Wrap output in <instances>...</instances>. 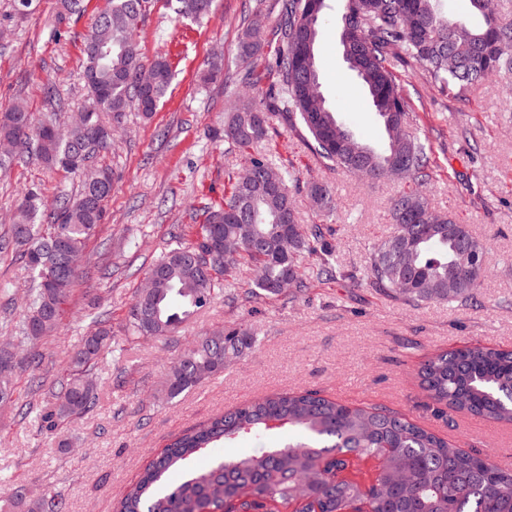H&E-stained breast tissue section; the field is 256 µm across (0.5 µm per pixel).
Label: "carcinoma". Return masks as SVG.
Wrapping results in <instances>:
<instances>
[{
	"mask_svg": "<svg viewBox=\"0 0 512 512\" xmlns=\"http://www.w3.org/2000/svg\"><path fill=\"white\" fill-rule=\"evenodd\" d=\"M216 0H176L174 12L200 21L210 16ZM339 43H349L347 65L366 92L386 133L382 148L363 143L327 102L312 104L309 88L320 84L317 68L319 29L327 0H275L277 23L267 29L265 0H256L244 16L237 54L244 65L239 79L224 83V93L243 100L228 113L224 139L247 156L250 176L226 173L224 203L206 211L198 242L178 245L154 261L150 272L161 274L154 288L138 293L127 323L138 336L164 337L199 310L228 292L239 261L255 265L258 274L242 300L253 302L283 293L290 282L301 295L311 282L345 276L335 262L326 224H302L294 205L298 188L294 171L276 169L257 146L269 139L273 119L305 132L304 141L321 164L353 173L359 165L370 179L407 184L391 201L393 232L374 247L363 270L370 287L408 302H465L478 288L463 267L459 252L473 240L467 225L429 207L424 188L434 161L428 140L408 130L410 102L393 73L400 59L422 69L430 82L466 98L469 89L490 73L512 75V19L491 12L487 0H470L480 23L450 17L437 9L439 0H342ZM148 0H107L90 36L109 45L106 57L83 48V80L88 90L81 110L61 125L33 122L24 105L0 112V141L21 145L18 155H0V175L7 174L25 153L51 168L80 179L78 193L44 200L27 190L8 229L4 245L19 248L32 287L22 318L12 328L13 340L26 345L50 337L62 305L70 295L78 269L71 260L83 256L112 196L114 173L95 167L96 180L84 171L99 152L98 130L123 128L134 109L145 119L156 112L174 77L167 54L142 56L137 40ZM275 170L280 188L270 187ZM309 193L319 210L334 207L327 183H314ZM234 240L233 258L211 261L202 278L198 257L207 243ZM108 314L96 318L70 358V377L60 388L41 396L43 355L22 356L0 371V403L12 398L15 370L29 373V403L39 419L55 429L97 406L98 384L90 377L110 348ZM246 328H233L222 340L202 336L169 368L164 385L172 399L252 348ZM418 378L438 405L485 420L512 424V349L465 346L425 360ZM284 431L301 439L261 448L253 455L215 459L202 467L193 461L207 448L240 439L263 440ZM366 459H380L375 478L365 484L352 471ZM184 471L178 483L167 473ZM292 502L298 512H512V471L486 453L467 452L401 414L348 405L314 391L279 393L214 415L201 427L171 440L113 504V512H269L271 502ZM65 512L62 495L49 492L31 499L19 485L0 500V512Z\"/></svg>",
	"mask_w": 512,
	"mask_h": 512,
	"instance_id": "cac0c4a2",
	"label": "carcinoma"
}]
</instances>
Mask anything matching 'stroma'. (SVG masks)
<instances>
[{
	"instance_id": "obj_1",
	"label": "stroma",
	"mask_w": 512,
	"mask_h": 512,
	"mask_svg": "<svg viewBox=\"0 0 512 512\" xmlns=\"http://www.w3.org/2000/svg\"><path fill=\"white\" fill-rule=\"evenodd\" d=\"M252 0H217L204 22L175 18L172 0H152L141 29L144 57L168 53L174 78L150 120L129 112L124 129L96 165L113 168L117 181L104 220L89 242L57 331L34 343L45 357V382L67 375V362L95 317L110 315L112 337L122 347L95 373L102 386L96 408L72 419L63 432L20 418L30 400L29 377L14 378L9 404L0 405V497L25 486L29 496L60 491L68 512H112L170 440L206 423L216 412L285 392L317 391L341 402L383 407L414 419L466 451L512 455V425L452 413L435 415L417 375L434 353L465 344L512 347V78L493 75L475 85L467 101L431 84L422 70L395 63L411 109V127L424 130L438 168L427 186L430 207L468 226L483 246L485 276L476 302L411 303L370 288L360 273L375 243L386 237L390 200L403 185L374 182L322 166L299 131L276 125L262 151L295 169L303 187L294 200L302 223H316L305 185L325 182L336 208L325 216L330 242L346 278L315 284L305 294L251 303L217 301L161 338L128 333V307L152 261L181 241H198L207 204L224 200V171L237 167V150L213 131L223 129L233 105L223 81L203 83L214 56L238 73L236 45ZM81 14L56 23L59 0H33L15 15L0 0V110L23 101L34 120L50 110L77 111L86 90L82 49L106 0H84ZM339 0H330L318 45L322 91L340 119L366 144L382 147L386 135L363 89L348 69L337 37ZM54 86L55 101L45 96ZM37 188L45 200L75 194L76 176L46 168L34 158L0 179V236L11 224L21 193ZM30 274L12 250L0 252V289H11L19 315ZM247 328L256 343L175 399L164 383L171 363L197 337Z\"/></svg>"
}]
</instances>
